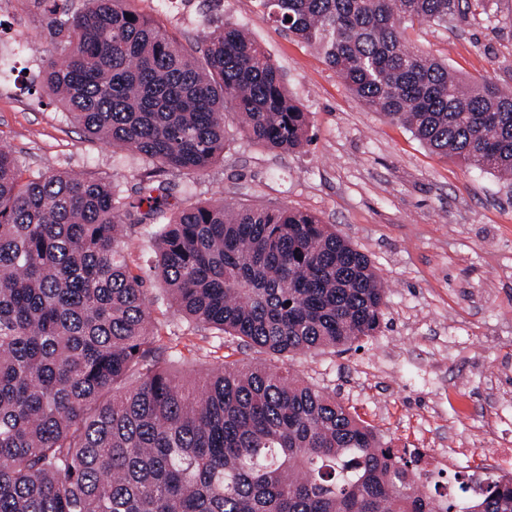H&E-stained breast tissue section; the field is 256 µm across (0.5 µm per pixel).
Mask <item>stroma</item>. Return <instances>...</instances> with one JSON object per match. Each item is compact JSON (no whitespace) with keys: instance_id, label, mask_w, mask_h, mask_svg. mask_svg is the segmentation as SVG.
Instances as JSON below:
<instances>
[{"instance_id":"stroma-1","label":"stroma","mask_w":512,"mask_h":512,"mask_svg":"<svg viewBox=\"0 0 512 512\" xmlns=\"http://www.w3.org/2000/svg\"><path fill=\"white\" fill-rule=\"evenodd\" d=\"M155 25L204 44L230 22L247 29L310 117V142L269 151L224 115L222 157L200 174L152 175L142 155L88 136L42 89L55 43L37 0L0 5V147L25 175L68 172L112 182L138 200L163 187L173 216L186 202L291 209L315 215L368 255L386 285L374 336L342 352L299 355L293 372L312 380L400 448L434 454L512 447V185L496 174L439 158L405 127L368 109L323 55L288 35L258 0H138ZM410 43L446 62L467 83L490 79L512 91V0H473L449 26L407 27ZM124 255L143 278L160 346H178L184 371L249 362L253 350L187 326L163 298L141 226Z\"/></svg>"}]
</instances>
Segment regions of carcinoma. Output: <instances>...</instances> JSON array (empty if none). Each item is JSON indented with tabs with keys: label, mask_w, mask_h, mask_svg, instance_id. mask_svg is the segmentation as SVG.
<instances>
[{
	"label": "carcinoma",
	"mask_w": 512,
	"mask_h": 512,
	"mask_svg": "<svg viewBox=\"0 0 512 512\" xmlns=\"http://www.w3.org/2000/svg\"><path fill=\"white\" fill-rule=\"evenodd\" d=\"M85 2L70 14L39 0L60 49L44 91L87 134L189 174L224 152L226 111L259 147L308 143V114L237 26L199 58L137 0ZM259 4L432 152L512 177V93L460 83L404 34L452 23L469 0ZM164 206L100 178H25L0 149V512H512V480L498 478L434 507L419 454L290 370L296 354L372 335L385 305L368 257L312 214L189 202L146 231L171 306L276 361L182 374L122 252L124 227Z\"/></svg>",
	"instance_id": "1"
}]
</instances>
